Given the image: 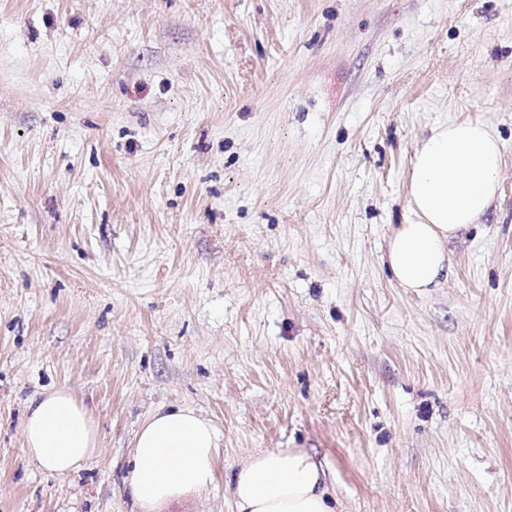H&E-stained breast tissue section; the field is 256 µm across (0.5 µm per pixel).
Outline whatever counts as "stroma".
<instances>
[{
    "label": "stroma",
    "instance_id": "obj_1",
    "mask_svg": "<svg viewBox=\"0 0 512 512\" xmlns=\"http://www.w3.org/2000/svg\"><path fill=\"white\" fill-rule=\"evenodd\" d=\"M503 144L418 294L383 260L431 127ZM67 387L95 455L25 452ZM217 427L234 512L302 448L339 512H512V0H0V512H139L154 411ZM22 431L27 454L59 475L81 470L98 448V428L91 409L66 387L33 399Z\"/></svg>",
    "mask_w": 512,
    "mask_h": 512
}]
</instances>
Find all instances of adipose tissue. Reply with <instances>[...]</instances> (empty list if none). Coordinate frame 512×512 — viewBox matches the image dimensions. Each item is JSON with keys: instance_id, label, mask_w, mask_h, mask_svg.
<instances>
[{"instance_id": "obj_1", "label": "adipose tissue", "mask_w": 512, "mask_h": 512, "mask_svg": "<svg viewBox=\"0 0 512 512\" xmlns=\"http://www.w3.org/2000/svg\"><path fill=\"white\" fill-rule=\"evenodd\" d=\"M501 154L482 121L432 127L409 175L412 220L393 231L385 255L401 287L421 293L447 278L448 244L495 196ZM22 431L27 454L59 475L81 470L98 446L91 409L64 387L31 401ZM219 448L218 431L194 410L154 412L136 432L130 457L128 484L142 512L209 487ZM230 492L235 512H337L322 470L300 448L254 454L233 475Z\"/></svg>"}]
</instances>
